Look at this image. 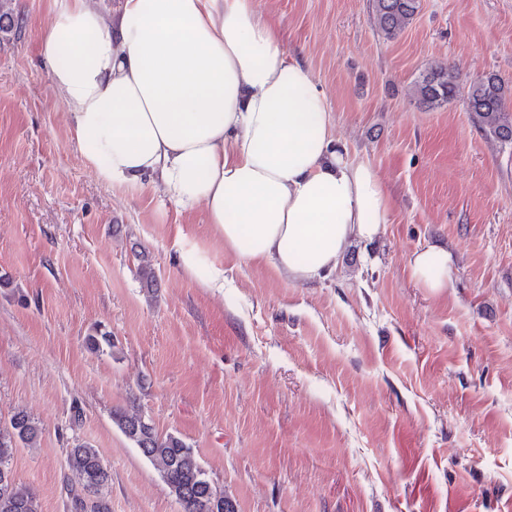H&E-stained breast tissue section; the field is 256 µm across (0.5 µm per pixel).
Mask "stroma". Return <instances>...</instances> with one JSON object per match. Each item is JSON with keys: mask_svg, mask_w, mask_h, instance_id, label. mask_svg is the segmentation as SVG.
<instances>
[{"mask_svg": "<svg viewBox=\"0 0 512 512\" xmlns=\"http://www.w3.org/2000/svg\"><path fill=\"white\" fill-rule=\"evenodd\" d=\"M258 5L392 202L314 283L225 249L202 208L104 184L38 54L52 0H0V425L40 429L16 482L40 512H181L112 419L134 404L238 512H512V142L468 102L492 73L512 89V0H421L392 39L373 0ZM436 64L459 89L430 110L410 90ZM427 243L455 256L446 293L409 275ZM97 327L111 350L87 347ZM79 444L110 471L101 494L68 465Z\"/></svg>", "mask_w": 512, "mask_h": 512, "instance_id": "obj_1", "label": "stroma"}]
</instances>
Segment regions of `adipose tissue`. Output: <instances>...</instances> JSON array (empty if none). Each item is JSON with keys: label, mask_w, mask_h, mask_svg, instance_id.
<instances>
[{"label": "adipose tissue", "mask_w": 512, "mask_h": 512, "mask_svg": "<svg viewBox=\"0 0 512 512\" xmlns=\"http://www.w3.org/2000/svg\"><path fill=\"white\" fill-rule=\"evenodd\" d=\"M39 52L101 181L202 206L246 261L321 280L389 221L378 174L336 152L326 93L256 0H54ZM453 263L427 244L410 275L440 293Z\"/></svg>", "instance_id": "1"}]
</instances>
